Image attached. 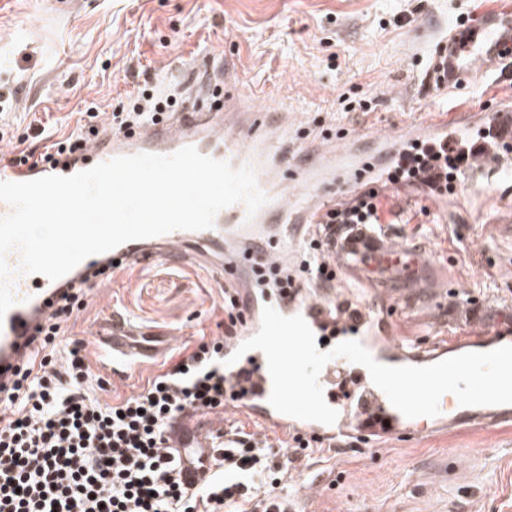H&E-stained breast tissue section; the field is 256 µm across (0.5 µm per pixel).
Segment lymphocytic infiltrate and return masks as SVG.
Instances as JSON below:
<instances>
[{
    "label": "lymphocytic infiltrate",
    "mask_w": 512,
    "mask_h": 512,
    "mask_svg": "<svg viewBox=\"0 0 512 512\" xmlns=\"http://www.w3.org/2000/svg\"><path fill=\"white\" fill-rule=\"evenodd\" d=\"M175 102L174 84L155 77L105 124L89 113L44 152H23L15 161L55 162L97 137L101 126L120 133L145 125L166 117ZM384 221V203L374 195L352 211H330L327 224ZM327 224L315 225L301 246L313 278L325 271ZM93 288L86 279L63 295L28 362L0 398V512H243L247 504L252 512H290L291 500L278 491L282 469L265 440L244 425L227 431L222 460L192 490L179 478L178 457L164 446L176 415L224 404V342L236 335L243 314L232 284L224 286L223 335L181 347L140 392L114 403L101 401L109 381L92 372L88 342L72 327L91 305Z\"/></svg>",
    "instance_id": "f902f5d3"
}]
</instances>
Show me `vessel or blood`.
<instances>
[{
    "label": "vessel or blood",
    "mask_w": 512,
    "mask_h": 512,
    "mask_svg": "<svg viewBox=\"0 0 512 512\" xmlns=\"http://www.w3.org/2000/svg\"><path fill=\"white\" fill-rule=\"evenodd\" d=\"M487 75L512 77V6L504 0L481 10L473 22L449 29L432 49L424 86L445 94ZM224 90V102L217 107L183 112L123 133L104 131L81 153L60 158L55 165L30 162L0 168V182H25L73 175L118 156L170 155L192 146L233 167H253L257 184L268 198L255 217H248L245 205L236 203L217 214L212 228L177 230L124 243L85 259L54 281L40 274L19 273L21 255L9 252L6 261L18 274L13 285L15 303L0 321V388L9 387L16 367L27 362L38 326L63 293L100 270L117 274L156 260L206 263L233 282L249 312L240 334L224 344L228 356L258 331L267 306L285 316L302 315L319 340V351L355 339L378 362L392 366H427L467 352L512 345V335L500 327L503 312L486 306L479 297H461L454 286L439 280L436 261L424 246L405 244L391 232L369 224L337 225L326 248L335 279L318 280L307 288H278L270 282L274 270L295 267L292 244L311 225L321 222L331 205L349 207L377 192L403 203L424 196L435 206H445L448 192L438 166L426 167L413 178L392 181L396 169L411 167L416 150L461 156L460 170L467 184L495 178L502 186L512 185V99L458 114L450 123L437 119L415 123L407 133L393 138L379 135L366 141L351 136L329 143L310 142V163L298 175L305 190L288 197L278 193L281 166L288 154V113L259 122L256 109L238 96L237 77L229 68L224 71ZM340 175L346 178L348 192L333 199L321 194V186ZM366 283L386 288L387 296L372 302L357 300L356 287ZM460 302L472 325L467 340L425 352L397 337L399 306H424L442 315ZM94 336L102 364L117 378L159 351L156 333L119 312L98 325ZM319 383L327 403L338 413L331 425L287 416L269 404L271 378L261 351H250L225 367L223 407L183 413L167 426L164 445L182 451L184 485L194 487L211 473L217 446L224 439L228 409L250 413L266 429L314 435L335 443L353 437L414 436L459 425L497 428L512 423V404L463 406L452 393L441 397L439 415L406 418L372 383L364 366L342 357L325 365Z\"/></svg>",
    "instance_id": "obj_1"
}]
</instances>
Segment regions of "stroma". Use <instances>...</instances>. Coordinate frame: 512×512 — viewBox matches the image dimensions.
<instances>
[{"label":"stroma","instance_id":"1","mask_svg":"<svg viewBox=\"0 0 512 512\" xmlns=\"http://www.w3.org/2000/svg\"><path fill=\"white\" fill-rule=\"evenodd\" d=\"M478 0H0V164L71 132L89 104L112 112L143 78L208 59L237 68L260 112L288 110L299 141L344 132L393 134L430 115L477 110L512 95L487 76L448 94L421 81L435 42ZM367 100L344 112L343 98ZM458 207L425 199L393 209V229L425 245L462 292L512 305V205L492 184L457 186ZM221 279L189 262L138 265L95 291L75 331L89 338L118 310L180 341L217 335ZM402 336L421 345L469 332L456 316L403 311ZM296 512H512V430L451 429L344 451L314 448L284 488Z\"/></svg>","mask_w":512,"mask_h":512}]
</instances>
